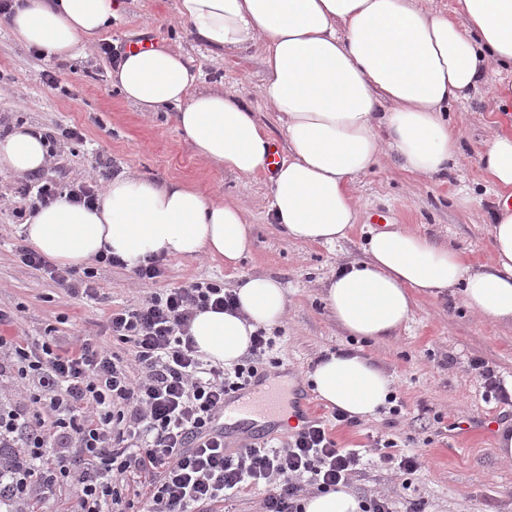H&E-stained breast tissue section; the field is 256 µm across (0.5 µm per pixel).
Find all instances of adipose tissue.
Instances as JSON below:
<instances>
[{"label": "adipose tissue", "instance_id": "obj_1", "mask_svg": "<svg viewBox=\"0 0 512 512\" xmlns=\"http://www.w3.org/2000/svg\"><path fill=\"white\" fill-rule=\"evenodd\" d=\"M121 0H19L9 26L22 43L59 58L82 56ZM454 18L427 0H178L189 32L220 49L263 43L264 101L278 113L289 157L272 179L269 210L288 239L333 245L357 219L352 182L382 156L432 176L459 157L443 114L467 98L490 64L512 67V0H457ZM181 54L164 48L122 57L112 84L142 112L173 109L197 156L250 178L267 171L275 146L251 104L232 94L193 93ZM390 111H383V104ZM48 143L19 127L0 137V172L34 173ZM486 180L512 197V133L494 130L481 157ZM24 234L44 257L82 266L100 253L134 268L152 258L207 255L237 266L250 244L246 208L195 185L139 176L112 180L95 208L61 197L29 217ZM492 258L471 267L460 252L405 228L373 233L364 260L333 276L325 301L350 334L376 339L404 325L421 295L458 289L464 304L512 324V210L491 228ZM237 313L206 310L190 334L203 359L232 365L257 328L282 319L287 297L268 276L234 290ZM312 380L320 400L366 419L384 406L392 380L360 353H328Z\"/></svg>", "mask_w": 512, "mask_h": 512}]
</instances>
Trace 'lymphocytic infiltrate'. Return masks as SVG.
<instances>
[{
  "label": "lymphocytic infiltrate",
  "mask_w": 512,
  "mask_h": 512,
  "mask_svg": "<svg viewBox=\"0 0 512 512\" xmlns=\"http://www.w3.org/2000/svg\"><path fill=\"white\" fill-rule=\"evenodd\" d=\"M96 164L100 177L91 182H25L18 193L32 214L63 195L93 205L112 159L102 154ZM18 257L71 292L97 291L95 267L77 279L29 247ZM235 305L231 290L213 282L149 292L108 318L113 337L128 346L123 355L87 336L71 350L49 336H0V379L32 389L25 405L0 398V496L12 512H32L25 492L32 476L44 497L76 479L74 512H112L134 472L150 477L143 512H200L248 486L263 489L262 512H303L307 482L323 492L347 484L359 455L338 447L324 424L236 452L225 451L223 436H208L225 395L247 386L275 345L259 329L233 372L203 361L188 334L191 320Z\"/></svg>",
  "instance_id": "obj_1"
}]
</instances>
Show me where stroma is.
<instances>
[{
  "mask_svg": "<svg viewBox=\"0 0 512 512\" xmlns=\"http://www.w3.org/2000/svg\"><path fill=\"white\" fill-rule=\"evenodd\" d=\"M145 43L183 54L198 75L199 92H225L248 100L280 157L288 147L276 113L265 105L264 48L251 45L224 52L197 40L179 21L176 0H127L126 10L85 56L40 58L0 23V134L27 125L53 137V156L39 180L76 184L96 177V160L112 158L113 175L157 181L180 180L215 199L237 198L248 207L251 242L236 268L200 256L163 260L158 287L214 282L232 288L247 275L270 276L288 293L282 322L269 327L290 382L313 394L311 367L327 352L362 350L392 381L400 413L382 408L366 420L334 427L339 447L359 450L362 458L348 484L360 499L382 494L392 512L407 503L423 512H512V463L496 455L495 433L512 425V404L485 402L483 381L472 369L482 360L501 379L512 378V324L495 325L471 314L459 294L421 297L410 321L379 340L357 339L328 311L323 292L329 279L362 259L373 213L383 211L392 227L426 235L436 244L462 252L474 268L491 258V226L499 200L485 180L479 157L492 128L512 130V98L501 92L512 74L489 69L468 97L451 104L448 122L461 135L460 164L440 177L410 174L392 158H382L351 192L357 221L347 238L332 246L288 240L268 211L271 176L250 179L214 167L197 157L176 126L172 113L140 112L112 84V66L100 46ZM62 80L51 88L45 70ZM78 128L79 141L62 137ZM21 176L0 174V311L10 315L0 335H52L69 349L76 338L110 340L111 313L133 304L145 289L129 269L98 265L96 296H74L44 272L24 266L16 255L23 244L17 193ZM396 442L401 454L418 453L426 469L396 476L373 449L377 438Z\"/></svg>",
  "mask_w": 512,
  "mask_h": 512,
  "instance_id": "stroma-1",
  "label": "stroma"
}]
</instances>
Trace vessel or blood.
Returning a JSON list of instances; mask_svg holds the SVG:
<instances>
[{"label": "vessel or blood", "instance_id": "1", "mask_svg": "<svg viewBox=\"0 0 512 512\" xmlns=\"http://www.w3.org/2000/svg\"><path fill=\"white\" fill-rule=\"evenodd\" d=\"M278 396L269 387L265 377H255L246 389L224 400V409L217 416L215 426L224 432V445L229 450L256 446L265 439L257 432L258 417L275 411Z\"/></svg>", "mask_w": 512, "mask_h": 512}]
</instances>
